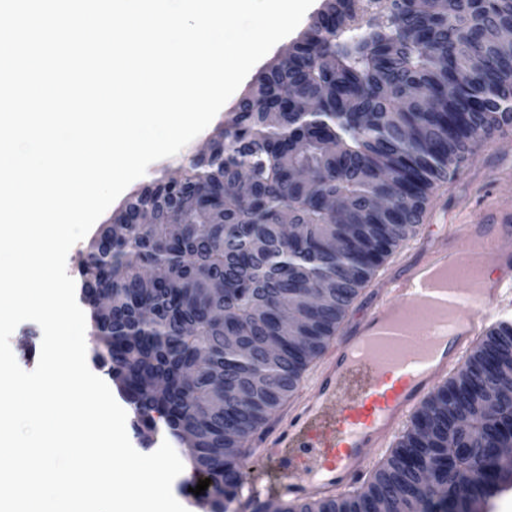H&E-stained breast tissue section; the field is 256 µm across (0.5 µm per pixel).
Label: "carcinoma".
Listing matches in <instances>:
<instances>
[{
  "instance_id": "1",
  "label": "carcinoma",
  "mask_w": 512,
  "mask_h": 512,
  "mask_svg": "<svg viewBox=\"0 0 512 512\" xmlns=\"http://www.w3.org/2000/svg\"><path fill=\"white\" fill-rule=\"evenodd\" d=\"M512 0H324L181 179L145 187L81 261L97 356L145 419L185 440L205 501L243 486L242 446L298 390L386 257L410 240L434 183L512 123ZM298 233L282 235L284 218ZM155 275L146 289L141 276ZM224 279V294L206 291ZM110 298L112 314L94 307ZM314 292L286 335L280 306ZM151 311V317L143 315ZM239 337L224 350V337ZM512 324L494 328L423 405L363 490L272 512H401L422 487L472 508L512 484ZM265 373L264 385L253 380ZM168 381L162 398L153 380ZM494 390L495 413H483Z\"/></svg>"
}]
</instances>
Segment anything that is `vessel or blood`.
Returning <instances> with one entry per match:
<instances>
[{
	"mask_svg": "<svg viewBox=\"0 0 512 512\" xmlns=\"http://www.w3.org/2000/svg\"><path fill=\"white\" fill-rule=\"evenodd\" d=\"M510 238L512 212L487 203L435 236L428 260L408 263L391 279L324 356L314 398L262 435L282 482L272 491L254 475L241 512H257L275 493L326 499L358 486L374 452L487 333V309L512 285ZM299 460L305 472L296 476Z\"/></svg>",
	"mask_w": 512,
	"mask_h": 512,
	"instance_id": "1",
	"label": "vessel or blood"
}]
</instances>
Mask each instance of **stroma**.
Wrapping results in <instances>:
<instances>
[{
  "mask_svg": "<svg viewBox=\"0 0 512 512\" xmlns=\"http://www.w3.org/2000/svg\"><path fill=\"white\" fill-rule=\"evenodd\" d=\"M295 40V35L291 34L275 44L267 59L259 60L251 68L239 89L228 99L223 111L217 113L210 125L176 155L153 162L144 176L127 187V194H134L142 187L160 180L180 178L183 160L207 150L210 138L216 128L223 124L227 111L238 104L256 76L266 67L268 59L276 58ZM489 196L502 205L512 206V124L503 126L490 137L477 138L472 158L464 163L457 175L434 185L415 236L385 259L347 311L341 322L342 327H349L359 318L371 297L382 288L390 270L396 269L404 261L427 257L430 225L450 223L463 213L477 214Z\"/></svg>",
  "mask_w": 512,
  "mask_h": 512,
  "instance_id": "35a3bbf8",
  "label": "stroma"
}]
</instances>
